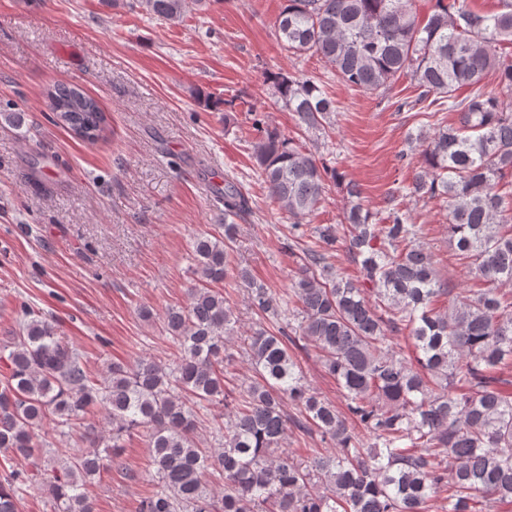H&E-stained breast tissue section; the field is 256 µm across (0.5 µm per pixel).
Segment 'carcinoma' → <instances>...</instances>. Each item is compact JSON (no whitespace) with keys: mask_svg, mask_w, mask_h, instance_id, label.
<instances>
[{"mask_svg":"<svg viewBox=\"0 0 512 512\" xmlns=\"http://www.w3.org/2000/svg\"><path fill=\"white\" fill-rule=\"evenodd\" d=\"M156 18L178 23L187 0H137ZM505 11L481 13L467 0H436L420 21L410 0H286L275 27L283 48L319 56L348 87L385 92L405 75L428 99L460 113L416 141L423 150L407 195L448 200V233L468 274L486 284L449 299L432 253L417 242L420 227L399 208L376 224L357 185L346 186L343 212L348 253L361 281L339 276L330 259L338 227H315L290 293L255 285L249 272L230 267L235 220L251 212L250 199L231 181L210 184L223 206L224 234L194 241L196 275L189 303L170 308L165 329L178 347L171 365L140 360L110 364L96 383L77 350L56 325L25 321L0 349L7 375L0 383V450L33 458L34 429L56 426L96 408L105 411L109 439L95 428L87 447L43 478L52 512H92L85 486L113 461L136 432L151 448L150 476L161 491L139 512H500L512 508V225L500 184L512 178V102L481 92L493 71L512 89V0ZM272 105L293 113L306 131L322 130L333 101L314 80L293 72L271 77ZM467 87L472 94L459 98ZM59 125L76 136H104L107 117L76 86L47 92ZM254 160L269 197L294 219L293 228L322 200L326 179L338 170L306 153L275 129L263 130ZM234 277L250 287L252 304L278 318L296 314V326L272 325L244 338L254 379L234 399V416L220 448H202L197 410L223 412L231 394L225 372L235 361L227 342L234 313L212 288ZM409 330L413 359L382 346L389 333ZM315 343L336 378L346 411L310 393L289 345ZM292 403L333 450L302 465L277 454ZM368 440L354 432L355 424ZM41 472H13L0 481V512H19L17 486Z\"/></svg>","mask_w":512,"mask_h":512,"instance_id":"1","label":"carcinoma"}]
</instances>
